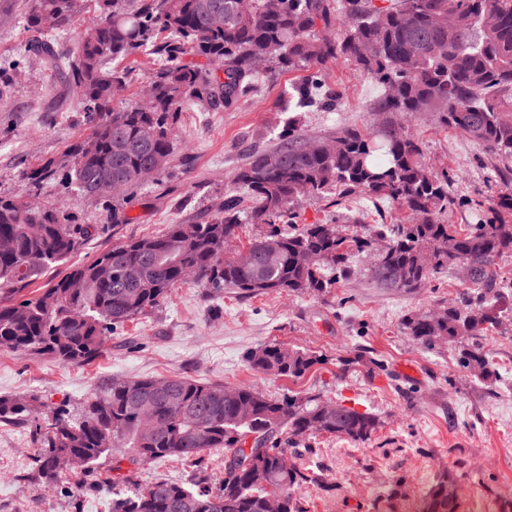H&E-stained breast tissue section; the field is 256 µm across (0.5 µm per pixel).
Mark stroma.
Here are the masks:
<instances>
[{"label":"stroma","instance_id":"35a3bbf8","mask_svg":"<svg viewBox=\"0 0 512 512\" xmlns=\"http://www.w3.org/2000/svg\"><path fill=\"white\" fill-rule=\"evenodd\" d=\"M28 38L23 16L12 7L0 8V65L19 58ZM327 77L342 91V103L335 112L302 113L303 138L375 123L371 108L382 93L377 84L344 59L329 64ZM295 79L286 72L260 81L256 92L229 110L181 112L174 174L140 191L126 209L127 223L108 224L101 207L67 198L66 207L80 223L103 227L79 251L78 260L94 257L118 239L210 218L247 148L277 144ZM407 125L423 140L427 162L450 173L453 195L467 201L453 208L450 223H472L471 206L493 205L512 181L511 159L491 156L469 138L438 127L432 115L408 119ZM85 129L70 88L45 64H32L0 102V196H34L23 171L61 155ZM299 213L301 223H335L360 234L368 226L397 224L406 217L399 205L362 196L306 201ZM466 284L456 267L415 293L380 287L359 272L322 299L285 293L242 298L232 289L216 299L188 282L154 311L118 328L91 364L0 351V395L34 394L46 410L73 413L100 386L141 376L248 385L273 398L319 394L373 412L381 424L361 445L321 436L310 449L299 450L298 462L326 478L325 486L300 490L310 512H405L444 470L457 479L462 512H472L477 502L499 512L502 504L512 503V335L484 340L500 375L487 384L465 375L455 349L425 350L403 329L408 315L446 306ZM269 341L322 355L324 361L299 379L249 370L244 352ZM35 449L29 430L0 423V512H108V487L83 492L84 478L76 471L46 482L33 463ZM223 474L224 455L217 452L200 466L141 465L137 480L187 482L205 475L214 485ZM399 480L405 483L404 496L387 500Z\"/></svg>","mask_w":512,"mask_h":512}]
</instances>
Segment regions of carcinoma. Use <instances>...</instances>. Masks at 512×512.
<instances>
[{"mask_svg":"<svg viewBox=\"0 0 512 512\" xmlns=\"http://www.w3.org/2000/svg\"><path fill=\"white\" fill-rule=\"evenodd\" d=\"M76 0H36L25 13L32 32L26 53L50 63L78 96L89 133L58 157L27 174L40 192L85 197L104 177L123 181L124 193L101 200L114 224L143 187L142 170L160 175L175 150V123L187 105L204 112L231 108L259 77L306 75L288 89V117L279 146L254 149L233 182L246 196L225 192L224 204L203 223L171 224L159 234L117 240L90 260L71 259L96 232L73 212L30 199L0 197V351L49 355L64 364H89L124 322L156 307L177 285L193 278L213 297L224 289L242 298L268 293L322 297L356 272L350 258L371 259L374 281L415 292L452 266L469 269V287L443 314L404 319L406 334L427 350L445 345L460 352L459 365L479 380L493 375L477 339L512 328V282L496 268L512 254V191L499 196L488 217L460 229L448 223V171L429 166L419 137L389 121L379 129L341 127L323 149L302 150L296 113L311 107L334 112L342 94L328 85V64L344 58L377 83L383 95L372 111L411 117L435 113L437 123L486 152L512 159V0H94L95 15L71 50L60 51L51 34L71 28ZM222 21H213L214 14ZM343 27L335 29V24ZM153 55L141 74L152 105L122 98L132 69L113 61ZM191 55L199 62L187 63ZM19 64L0 70V100L15 83ZM396 203L409 224H381L372 237L343 234L334 224L298 225L304 197L331 191ZM265 230L247 248L241 266L230 251L242 217ZM67 272L34 285L59 266ZM243 360L258 373L298 379L323 358L284 350L277 342L248 349ZM154 377L134 378L156 409L140 417V403L109 384L90 395L80 416L38 413L24 400L1 396L0 423L25 426L40 449V476L57 479L59 458L78 454L90 477L109 462L125 489L111 512H264L274 493L284 512H307L296 492L321 484L320 475L288 461L295 448L318 435L364 444L380 426L374 413L324 409L318 397L271 398L250 387H226L188 376L167 377L156 394ZM250 405L244 420L239 407ZM224 450V477L179 483L157 479L141 485L123 464L154 460L204 462ZM444 470L426 494V512H458Z\"/></svg>","mask_w":512,"mask_h":512,"instance_id":"cac0c4a2","label":"carcinoma"}]
</instances>
